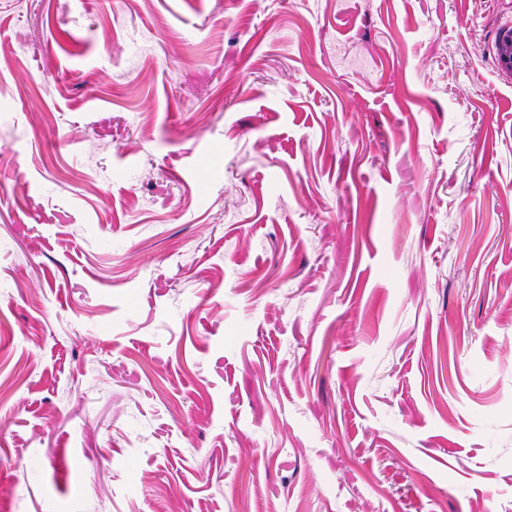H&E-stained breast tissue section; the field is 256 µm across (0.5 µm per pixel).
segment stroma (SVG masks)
Instances as JSON below:
<instances>
[{
    "mask_svg": "<svg viewBox=\"0 0 512 512\" xmlns=\"http://www.w3.org/2000/svg\"><path fill=\"white\" fill-rule=\"evenodd\" d=\"M512 0H0V512H512ZM497 62L499 68L512 76V28H504L499 32L497 43Z\"/></svg>",
    "mask_w": 512,
    "mask_h": 512,
    "instance_id": "stroma-1",
    "label": "stroma"
}]
</instances>
